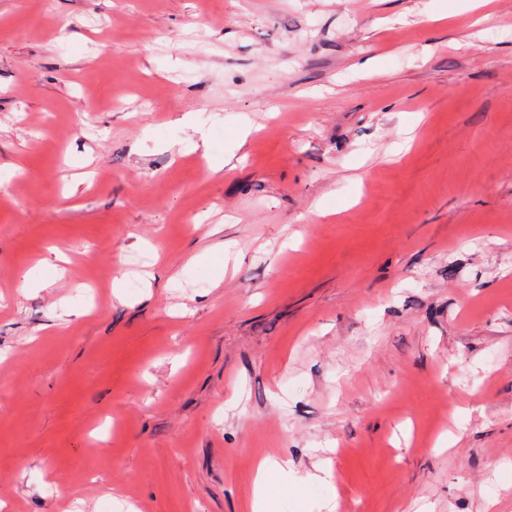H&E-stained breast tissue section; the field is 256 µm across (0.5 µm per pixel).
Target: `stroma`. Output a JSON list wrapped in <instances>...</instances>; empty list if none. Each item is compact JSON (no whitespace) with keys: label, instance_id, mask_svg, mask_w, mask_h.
<instances>
[{"label":"stroma","instance_id":"obj_1","mask_svg":"<svg viewBox=\"0 0 512 512\" xmlns=\"http://www.w3.org/2000/svg\"><path fill=\"white\" fill-rule=\"evenodd\" d=\"M4 164L0 512H512V0H0ZM58 274L56 265L45 264L29 269L22 276V288L49 286ZM288 459H266L262 461L254 475L248 508L250 512H265L268 493L274 478L288 481L292 477Z\"/></svg>","mask_w":512,"mask_h":512}]
</instances>
